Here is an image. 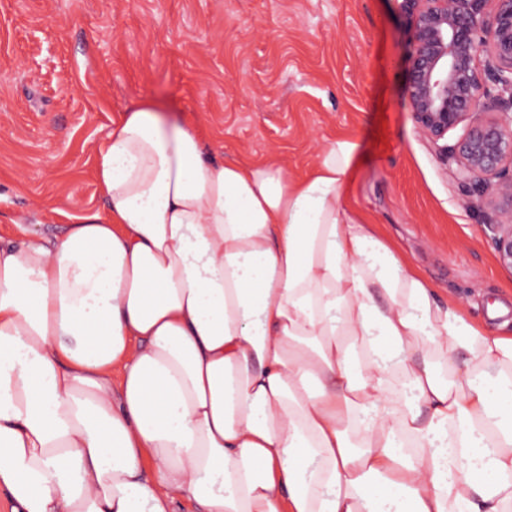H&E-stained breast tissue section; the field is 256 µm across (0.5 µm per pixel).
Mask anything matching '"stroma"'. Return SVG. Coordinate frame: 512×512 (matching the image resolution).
Masks as SVG:
<instances>
[{
	"instance_id": "35a3bbf8",
	"label": "stroma",
	"mask_w": 512,
	"mask_h": 512,
	"mask_svg": "<svg viewBox=\"0 0 512 512\" xmlns=\"http://www.w3.org/2000/svg\"><path fill=\"white\" fill-rule=\"evenodd\" d=\"M409 36L395 0H0V238L58 234L103 211L96 143L149 103L224 156L303 176L336 138L357 144L351 207L471 318L498 330L512 270L476 205L417 129Z\"/></svg>"
}]
</instances>
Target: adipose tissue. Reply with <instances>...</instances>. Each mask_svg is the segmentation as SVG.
Returning a JSON list of instances; mask_svg holds the SVG:
<instances>
[{
	"instance_id": "obj_1",
	"label": "adipose tissue",
	"mask_w": 512,
	"mask_h": 512,
	"mask_svg": "<svg viewBox=\"0 0 512 512\" xmlns=\"http://www.w3.org/2000/svg\"><path fill=\"white\" fill-rule=\"evenodd\" d=\"M356 150L113 121L104 214L0 239L8 512H512V336L348 205Z\"/></svg>"
}]
</instances>
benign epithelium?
I'll return each mask as SVG.
<instances>
[{"label":"benign epithelium","instance_id":"1","mask_svg":"<svg viewBox=\"0 0 512 512\" xmlns=\"http://www.w3.org/2000/svg\"><path fill=\"white\" fill-rule=\"evenodd\" d=\"M395 2L410 39L405 95L417 128L499 213L487 228L512 270V0Z\"/></svg>","mask_w":512,"mask_h":512}]
</instances>
